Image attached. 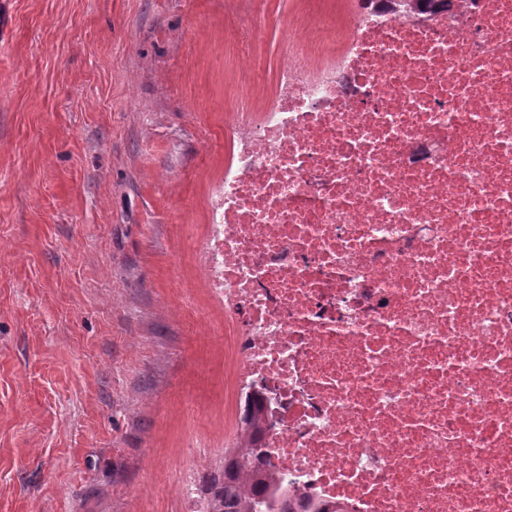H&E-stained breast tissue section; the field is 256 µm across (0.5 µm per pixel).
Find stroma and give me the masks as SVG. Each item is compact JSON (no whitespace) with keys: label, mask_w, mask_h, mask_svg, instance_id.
<instances>
[{"label":"stroma","mask_w":512,"mask_h":512,"mask_svg":"<svg viewBox=\"0 0 512 512\" xmlns=\"http://www.w3.org/2000/svg\"><path fill=\"white\" fill-rule=\"evenodd\" d=\"M301 7L0 0V512H197L239 406L194 247Z\"/></svg>","instance_id":"1"}]
</instances>
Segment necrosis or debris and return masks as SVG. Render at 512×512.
Listing matches in <instances>:
<instances>
[{
	"label": "necrosis or debris",
	"mask_w": 512,
	"mask_h": 512,
	"mask_svg": "<svg viewBox=\"0 0 512 512\" xmlns=\"http://www.w3.org/2000/svg\"><path fill=\"white\" fill-rule=\"evenodd\" d=\"M195 262L265 465L327 512H512V0L288 29Z\"/></svg>",
	"instance_id": "necrosis-or-debris-1"
}]
</instances>
